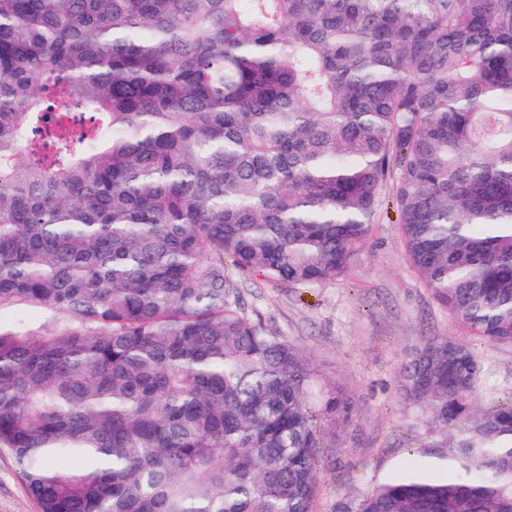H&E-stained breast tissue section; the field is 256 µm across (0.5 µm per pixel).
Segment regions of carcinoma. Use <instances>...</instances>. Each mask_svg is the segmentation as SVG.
<instances>
[{"label":"carcinoma","mask_w":512,"mask_h":512,"mask_svg":"<svg viewBox=\"0 0 512 512\" xmlns=\"http://www.w3.org/2000/svg\"><path fill=\"white\" fill-rule=\"evenodd\" d=\"M390 180L467 332L403 375L448 464L336 512H512L471 345H512V0H0V448L41 512H313L352 403L239 283L348 276Z\"/></svg>","instance_id":"1"}]
</instances>
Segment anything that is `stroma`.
Masks as SVG:
<instances>
[{
    "label": "stroma",
    "mask_w": 512,
    "mask_h": 512,
    "mask_svg": "<svg viewBox=\"0 0 512 512\" xmlns=\"http://www.w3.org/2000/svg\"><path fill=\"white\" fill-rule=\"evenodd\" d=\"M241 298L248 317L302 349L352 398L351 423L320 450L315 512H334L337 500L359 497L414 463L444 473L446 441L415 413L402 374L425 337L461 330L408 262L391 200L383 201L362 260L344 280L302 289L253 276L243 280ZM473 347L488 377L482 400L512 397V346ZM0 512H40L6 448Z\"/></svg>",
    "instance_id": "1"
}]
</instances>
